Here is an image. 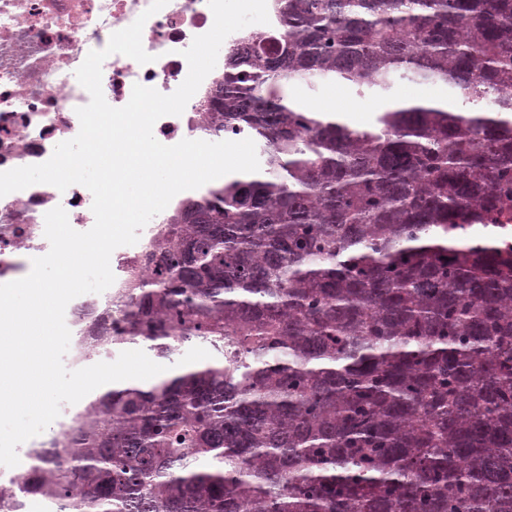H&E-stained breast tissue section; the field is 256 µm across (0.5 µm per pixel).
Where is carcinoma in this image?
I'll list each match as a JSON object with an SVG mask.
<instances>
[{"mask_svg": "<svg viewBox=\"0 0 512 512\" xmlns=\"http://www.w3.org/2000/svg\"><path fill=\"white\" fill-rule=\"evenodd\" d=\"M227 48L206 128L260 170L184 200L112 299L156 356L90 402L0 512H512V0H278ZM466 105L374 130L287 98L326 78Z\"/></svg>", "mask_w": 512, "mask_h": 512, "instance_id": "obj_1", "label": "carcinoma"}]
</instances>
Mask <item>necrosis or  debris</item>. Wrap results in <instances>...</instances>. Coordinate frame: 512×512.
<instances>
[{"label":"necrosis or debris","mask_w":512,"mask_h":512,"mask_svg":"<svg viewBox=\"0 0 512 512\" xmlns=\"http://www.w3.org/2000/svg\"><path fill=\"white\" fill-rule=\"evenodd\" d=\"M151 2L0 0V171L43 163L57 144L78 134L76 110L88 103L89 94L77 81L76 70L90 51L106 48L111 34L131 25ZM212 25L207 0H168L142 31L143 47L154 55V62L142 65L121 54L104 61L102 91L108 104H127L137 84L173 93L188 73L183 50ZM223 72V65H216L181 115L157 120L153 133L160 143L206 139L204 112ZM92 201L91 192L78 184L63 192L35 184L0 198V284L26 276L33 258L49 251L46 212L63 207L72 228L84 232L94 224ZM180 203V198H173L143 228L136 244L113 251L112 290L84 294L68 304L65 322L77 338L71 367H78L87 353L104 349L106 336L115 335L112 291L148 274L147 244L169 223Z\"/></svg>","instance_id":"1"}]
</instances>
